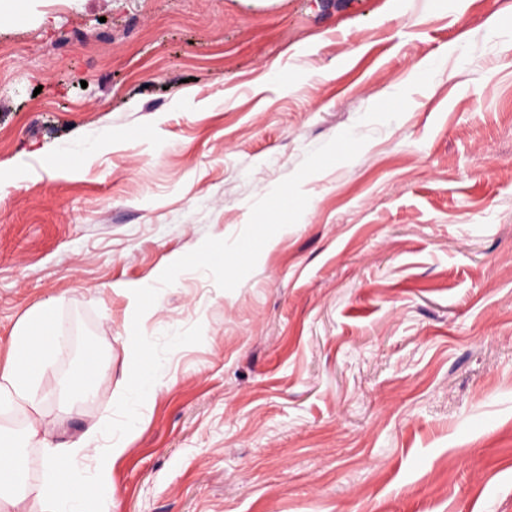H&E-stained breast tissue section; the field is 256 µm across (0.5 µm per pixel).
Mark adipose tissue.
Listing matches in <instances>:
<instances>
[{
  "label": "adipose tissue",
  "mask_w": 512,
  "mask_h": 512,
  "mask_svg": "<svg viewBox=\"0 0 512 512\" xmlns=\"http://www.w3.org/2000/svg\"><path fill=\"white\" fill-rule=\"evenodd\" d=\"M55 301L40 303L27 312L24 321L10 339L11 359L0 369V408H36L39 399L37 383L43 372L51 369L63 348L59 333L41 332V325L52 315ZM38 422H29L26 432L29 438L39 439L47 452V462L54 471V479L43 492L59 505L60 512H96L81 489L94 485L100 494H107L112 485V462L126 449L123 439L108 441L101 448H94L90 440L99 433L91 428L88 433L66 444L55 443L41 436ZM91 458L92 470L82 469L78 461ZM26 466V450L9 441L0 442V512H18L23 494L13 492L12 487Z\"/></svg>",
  "instance_id": "adipose-tissue-1"
}]
</instances>
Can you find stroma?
<instances>
[{"mask_svg": "<svg viewBox=\"0 0 512 512\" xmlns=\"http://www.w3.org/2000/svg\"><path fill=\"white\" fill-rule=\"evenodd\" d=\"M300 220L235 290L161 288L170 352L103 512H512V0H0V367L59 299L38 382L55 441L129 378L131 285L347 129ZM97 345L94 395L65 372ZM27 446L25 512H52Z\"/></svg>", "mask_w": 512, "mask_h": 512, "instance_id": "obj_1", "label": "stroma"}]
</instances>
